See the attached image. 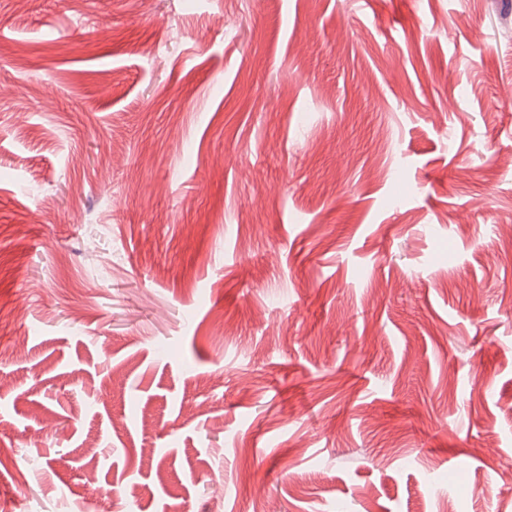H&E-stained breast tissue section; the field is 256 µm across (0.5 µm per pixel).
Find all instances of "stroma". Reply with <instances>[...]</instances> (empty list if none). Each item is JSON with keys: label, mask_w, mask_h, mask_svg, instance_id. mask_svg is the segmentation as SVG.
Instances as JSON below:
<instances>
[{"label": "stroma", "mask_w": 512, "mask_h": 512, "mask_svg": "<svg viewBox=\"0 0 512 512\" xmlns=\"http://www.w3.org/2000/svg\"><path fill=\"white\" fill-rule=\"evenodd\" d=\"M506 13L0 0V500L512 512Z\"/></svg>", "instance_id": "1"}]
</instances>
